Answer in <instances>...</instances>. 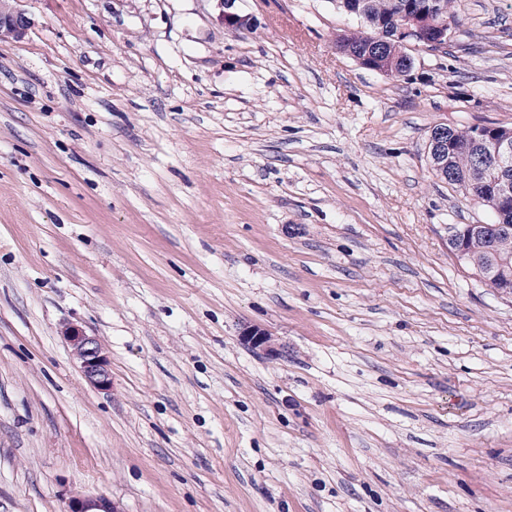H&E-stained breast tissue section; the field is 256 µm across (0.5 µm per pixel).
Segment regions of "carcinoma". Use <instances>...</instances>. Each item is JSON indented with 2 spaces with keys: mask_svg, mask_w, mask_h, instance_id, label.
<instances>
[{
  "mask_svg": "<svg viewBox=\"0 0 512 512\" xmlns=\"http://www.w3.org/2000/svg\"><path fill=\"white\" fill-rule=\"evenodd\" d=\"M428 0H336V4H346L351 14L360 17L368 27L366 31H356L340 38V46L357 53L377 39L381 51L380 67L390 68L391 74L407 72L411 57L405 51V44L393 38L392 28L398 22L407 4H424ZM436 9L425 16L433 24H443L450 17V0H434ZM482 132L479 126L453 128L436 126L432 133L448 143V165L444 170H433L442 181L460 190L465 197H472L490 208L491 183L497 177L490 162L480 160L472 150V145ZM463 260L467 266L480 275L491 288L501 287L500 280L490 275L498 263L506 261L512 266V230L499 231L493 224H485L482 230L470 236L464 243Z\"/></svg>",
  "mask_w": 512,
  "mask_h": 512,
  "instance_id": "1",
  "label": "carcinoma"
}]
</instances>
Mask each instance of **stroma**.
Masks as SVG:
<instances>
[{
	"instance_id": "1",
	"label": "stroma",
	"mask_w": 512,
	"mask_h": 512,
	"mask_svg": "<svg viewBox=\"0 0 512 512\" xmlns=\"http://www.w3.org/2000/svg\"><path fill=\"white\" fill-rule=\"evenodd\" d=\"M0 40V512H512V295L433 127H512V0L388 76L336 0H22ZM99 339L112 389L61 331ZM284 349L252 350L244 330ZM19 0H2L0 2V37L5 40H19L23 38L31 27V19L26 13L17 8ZM496 224H482L480 232L466 239L464 257L460 259L480 275L487 286L497 290L501 282L489 272L497 269L499 261H507L512 266V229L499 231ZM65 512H122L118 504L104 496H73Z\"/></svg>"
}]
</instances>
